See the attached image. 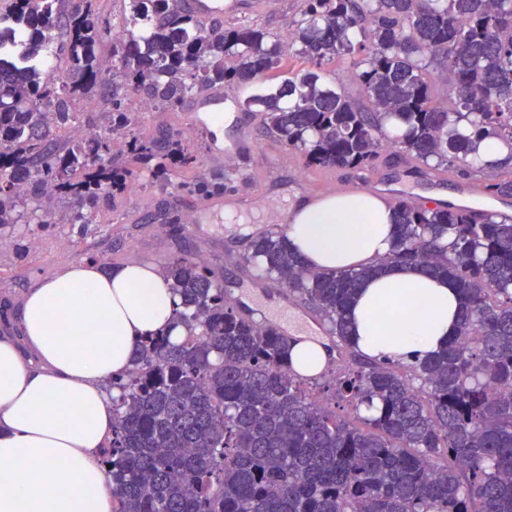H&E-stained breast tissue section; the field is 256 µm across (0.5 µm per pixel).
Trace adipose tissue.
Masks as SVG:
<instances>
[{
	"instance_id": "ef3b65f1",
	"label": "adipose tissue",
	"mask_w": 512,
	"mask_h": 512,
	"mask_svg": "<svg viewBox=\"0 0 512 512\" xmlns=\"http://www.w3.org/2000/svg\"><path fill=\"white\" fill-rule=\"evenodd\" d=\"M395 235L392 208L362 192L299 204L287 219L290 247L316 269L385 257ZM176 302L162 270L140 262L75 263L27 291L22 343L0 339V512H113L100 465L112 434L108 380L130 368L141 338L182 336ZM459 312L447 278L393 266L361 285L348 317L359 351L411 362L446 346Z\"/></svg>"
}]
</instances>
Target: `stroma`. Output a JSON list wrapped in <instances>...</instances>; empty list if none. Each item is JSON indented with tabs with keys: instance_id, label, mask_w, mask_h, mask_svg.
<instances>
[{
	"instance_id": "stroma-1",
	"label": "stroma",
	"mask_w": 512,
	"mask_h": 512,
	"mask_svg": "<svg viewBox=\"0 0 512 512\" xmlns=\"http://www.w3.org/2000/svg\"><path fill=\"white\" fill-rule=\"evenodd\" d=\"M302 7L303 0H269L265 5L260 0H232L224 21L257 24L283 37ZM249 92L246 86L225 88L223 129H216L213 113H202L201 125L186 140L193 164L163 182L135 169L125 192L102 204L93 223L76 221L71 201L58 195L48 203L46 222L25 214L19 223L0 226V334L11 330L9 313L23 294L69 264L90 260L105 270L132 261L161 266L191 254L205 257L239 313L255 317L264 310L275 320L283 308L293 309L317 323L323 343L334 345L328 324L308 302L237 262L256 237L284 231L292 203L326 195L324 170L304 167L298 155L264 132L259 113L237 108V100ZM140 102V97H132L129 109L137 132L148 140L183 132L194 105L189 99L178 112H144ZM197 176L223 179V209H211L207 198L180 190L181 182ZM372 177L393 202L429 204L443 193L457 203L469 181H512V166L467 176L453 173L439 181L416 172L411 164L382 162Z\"/></svg>"
}]
</instances>
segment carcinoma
<instances>
[{
  "mask_svg": "<svg viewBox=\"0 0 512 512\" xmlns=\"http://www.w3.org/2000/svg\"><path fill=\"white\" fill-rule=\"evenodd\" d=\"M129 4L109 81L99 55L109 24L92 0H11L0 12V225L17 223L20 202L42 219L49 191L91 224L130 165L166 181L192 163L174 134L112 152L131 92L175 112L204 89L251 84L246 106L307 167L369 171L387 151L424 174L512 163L480 155L488 139L512 149V0H304L288 48L308 69L280 85L268 78L283 46L264 28L204 25L180 0ZM50 54L64 63L57 75L43 69ZM347 58L349 80L322 79ZM435 70L448 81L442 101ZM92 91L107 125L91 119L84 139L58 140ZM186 188L219 195L224 180ZM394 210L391 252L360 268L312 270L283 233L242 257L330 324L349 359L333 397L353 422L295 371L297 340L240 314L201 259L165 264L186 333L141 339L133 367L111 381L103 463L114 512H512V218L403 200ZM392 265L445 276L460 297L456 336L412 364L365 359L351 338L359 287Z\"/></svg>",
  "mask_w": 512,
  "mask_h": 512,
  "instance_id": "obj_1",
  "label": "carcinoma"
}]
</instances>
